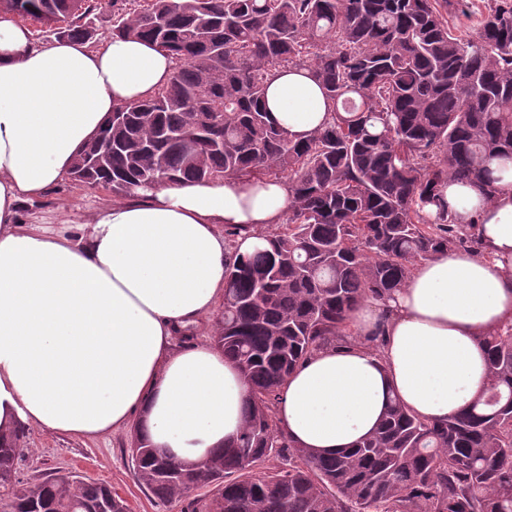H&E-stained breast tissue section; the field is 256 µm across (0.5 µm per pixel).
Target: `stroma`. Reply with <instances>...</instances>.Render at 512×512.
<instances>
[{
    "label": "stroma",
    "instance_id": "obj_1",
    "mask_svg": "<svg viewBox=\"0 0 512 512\" xmlns=\"http://www.w3.org/2000/svg\"><path fill=\"white\" fill-rule=\"evenodd\" d=\"M112 199L109 191L83 187L67 178L42 197L23 203L20 216L27 222L40 218L54 224H85L100 205ZM134 434L130 427L87 440L28 429L27 450L17 465L16 477L33 483L52 473L72 472L111 487L126 499L131 512H181L182 501L161 502L138 484L131 466Z\"/></svg>",
    "mask_w": 512,
    "mask_h": 512
}]
</instances>
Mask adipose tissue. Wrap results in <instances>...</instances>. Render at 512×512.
Returning a JSON list of instances; mask_svg holds the SVG:
<instances>
[{"label": "adipose tissue", "mask_w": 512, "mask_h": 512, "mask_svg": "<svg viewBox=\"0 0 512 512\" xmlns=\"http://www.w3.org/2000/svg\"><path fill=\"white\" fill-rule=\"evenodd\" d=\"M174 60L151 42L107 37L35 44L0 11V429L98 438L135 427L184 463L240 432L247 385L221 348L177 345L224 297L225 259L264 247L280 224L285 180H185L100 206L87 224H25L21 202L70 173L120 104L169 80ZM269 120L298 141L329 119L308 69L269 81ZM493 199L439 189L479 252L418 263L391 296L356 306L344 342L322 347L280 389L279 428L333 457L372 433L398 398L443 420L487 382L482 336L512 323V161L493 162ZM248 226L234 249L222 229Z\"/></svg>", "instance_id": "adipose-tissue-1"}]
</instances>
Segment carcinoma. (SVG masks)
I'll list each match as a JSON object with an SVG mask.
<instances>
[{"label":"carcinoma","mask_w":512,"mask_h":512,"mask_svg":"<svg viewBox=\"0 0 512 512\" xmlns=\"http://www.w3.org/2000/svg\"><path fill=\"white\" fill-rule=\"evenodd\" d=\"M112 35L145 39L175 66L167 85L123 104L77 155L70 178L125 197L182 180L288 181V217L268 247L226 263L215 342L247 382L244 424L197 464L135 437L133 471L184 512H512V324L483 337L487 383L442 421L398 399L378 429L315 457L277 427L285 378L344 340L353 308L405 286L414 266L475 233L439 187L491 196L487 163L512 158V0H113ZM0 9L91 41L90 0H0ZM307 68L332 121L305 141L271 123L275 73ZM26 433L0 431L4 512H125L78 475L15 479ZM261 466L263 477L252 471ZM196 495L189 496L190 492Z\"/></svg>","instance_id":"carcinoma-1"}]
</instances>
